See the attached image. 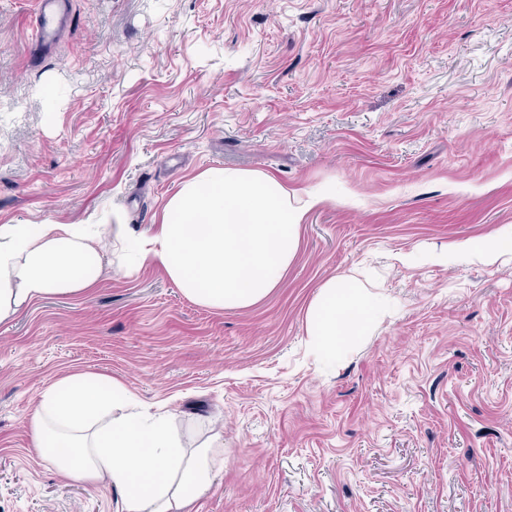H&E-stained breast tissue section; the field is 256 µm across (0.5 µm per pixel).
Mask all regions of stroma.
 Returning a JSON list of instances; mask_svg holds the SVG:
<instances>
[{
	"mask_svg": "<svg viewBox=\"0 0 512 512\" xmlns=\"http://www.w3.org/2000/svg\"><path fill=\"white\" fill-rule=\"evenodd\" d=\"M32 51L0 0V224H152L220 166L335 201L260 304L219 311L112 256L86 297L0 324V512H119L44 459L27 421L58 375L122 380L224 436L191 512H512V255L403 266L512 225V0H72ZM368 273L389 315L335 366L320 286Z\"/></svg>",
	"mask_w": 512,
	"mask_h": 512,
	"instance_id": "35a3bbf8",
	"label": "stroma"
}]
</instances>
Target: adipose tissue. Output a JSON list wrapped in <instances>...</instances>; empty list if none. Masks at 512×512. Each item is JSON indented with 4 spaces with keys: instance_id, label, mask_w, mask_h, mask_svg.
<instances>
[{
    "instance_id": "adipose-tissue-1",
    "label": "adipose tissue",
    "mask_w": 512,
    "mask_h": 512,
    "mask_svg": "<svg viewBox=\"0 0 512 512\" xmlns=\"http://www.w3.org/2000/svg\"><path fill=\"white\" fill-rule=\"evenodd\" d=\"M331 185L291 188L257 171L210 167L186 180L149 229L116 224H0V323L50 295L86 296L111 247L161 267L185 296L217 310L252 307L278 287L300 245V226L335 200ZM466 260L512 254V230L454 246ZM390 310L357 272L325 281L306 317L310 350L335 363ZM29 427L35 448L68 477L119 490L120 512H185L224 467L213 435L186 447L175 417L143 409L115 378L76 370L41 393Z\"/></svg>"
}]
</instances>
